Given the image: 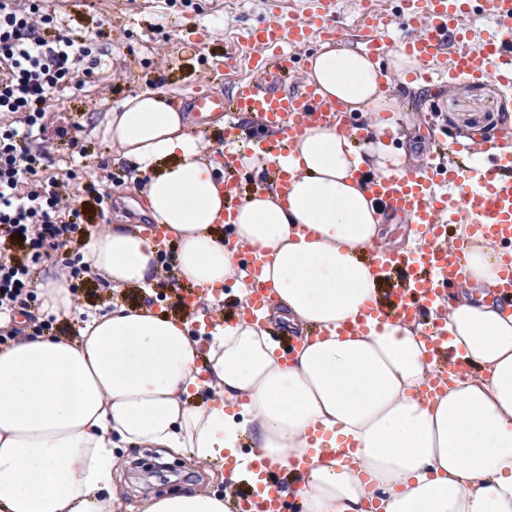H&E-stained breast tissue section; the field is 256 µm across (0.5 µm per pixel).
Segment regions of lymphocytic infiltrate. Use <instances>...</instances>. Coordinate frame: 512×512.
I'll list each match as a JSON object with an SVG mask.
<instances>
[{
  "label": "lymphocytic infiltrate",
  "mask_w": 512,
  "mask_h": 512,
  "mask_svg": "<svg viewBox=\"0 0 512 512\" xmlns=\"http://www.w3.org/2000/svg\"><path fill=\"white\" fill-rule=\"evenodd\" d=\"M53 13L35 0L20 9L0 0V112L15 115L0 125V312H22L36 300L35 267L82 233L81 216L61 222L63 198L40 173L48 147L33 148L47 98L77 77H91L99 61L92 46H75L56 33ZM83 71H76V59ZM27 251L24 260L17 251Z\"/></svg>",
  "instance_id": "lymphocytic-infiltrate-1"
}]
</instances>
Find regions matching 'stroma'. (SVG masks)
Wrapping results in <instances>:
<instances>
[{"mask_svg":"<svg viewBox=\"0 0 512 512\" xmlns=\"http://www.w3.org/2000/svg\"><path fill=\"white\" fill-rule=\"evenodd\" d=\"M45 5L55 10L61 34L76 45H93L100 64L93 78L68 84L45 103L46 140L64 125L86 152L75 158L65 146L52 149L42 176L63 184V204L81 210L85 232L123 219L145 223L134 173L117 161L103 135L105 116L146 90L162 94L184 112L191 111L194 92L231 95L235 83L251 74L247 59L252 50L243 37L247 28L270 19L268 0H46ZM389 87L403 104L400 119L409 130L408 138L394 140L393 146L413 154L421 165L456 144L503 143L505 131L512 130V93L494 82L447 79L425 86L411 75L390 78ZM98 192L111 195L106 208L95 204ZM75 300L77 313L56 321L58 336L75 335L81 311L104 313L117 303L135 306L143 293L104 288L102 277L89 271L78 283ZM120 454L126 464L113 491L123 512H140L148 498L174 490H224L223 481L210 477L214 464L193 461L184 470L160 472L143 465L136 447Z\"/></svg>","mask_w":512,"mask_h":512,"instance_id":"35a3bbf8","label":"stroma"}]
</instances>
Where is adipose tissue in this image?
I'll use <instances>...</instances> for the list:
<instances>
[{"label": "adipose tissue", "instance_id": "1", "mask_svg": "<svg viewBox=\"0 0 512 512\" xmlns=\"http://www.w3.org/2000/svg\"><path fill=\"white\" fill-rule=\"evenodd\" d=\"M417 67L402 52L383 67L324 43L306 83L368 113L372 138L354 147L331 123L305 126L276 154L231 144L243 167L284 170L289 188L257 190L229 212L215 152L186 113L152 91L110 112L106 138L135 169L147 218L176 240L198 316L116 305L88 314L75 337L19 334L0 347V512H120L119 448L217 462L244 438L252 459L287 471L301 512H512V313L494 293L499 243L462 224L448 246L465 242L466 276L433 315L471 370L434 398L423 391L439 368L416 325L340 331L380 296L367 256L387 249L388 227L366 181L410 164L389 143L398 104L383 83ZM248 251L264 253L273 296L251 319L234 258ZM81 263L115 290L150 291L163 273L139 224L90 235ZM229 281L239 285L233 320L212 294ZM195 321L207 337L191 332ZM275 324L299 337L292 355ZM226 501L201 487L142 512H227Z\"/></svg>", "mask_w": 512, "mask_h": 512}]
</instances>
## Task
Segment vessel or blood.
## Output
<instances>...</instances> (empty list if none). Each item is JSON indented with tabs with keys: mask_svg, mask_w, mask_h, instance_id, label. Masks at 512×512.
<instances>
[{
	"mask_svg": "<svg viewBox=\"0 0 512 512\" xmlns=\"http://www.w3.org/2000/svg\"><path fill=\"white\" fill-rule=\"evenodd\" d=\"M469 0H404L399 18L419 32L401 45L420 66L443 64L454 80L483 76L505 86L512 85V0H479V8L498 24L496 38L478 50L450 52L453 36L463 31ZM339 34L336 0H304L301 11H277L271 20L247 30L246 39L262 51L251 59L264 80L238 83L231 99L199 93L192 105L200 114L228 112L261 128L278 130L281 138L294 139L303 122L328 123L342 120L343 105L324 100L315 87L303 85L289 92L274 90L281 77L297 67L298 49L319 39ZM365 47L376 56L392 49L387 21L373 19ZM371 195L387 211L403 215L413 224L429 225L423 247L411 252L375 253L371 262L382 281L399 274L401 283L385 289L383 297L368 306L367 318L379 321L400 317L418 324L431 323L435 338L428 347L430 358L448 361L452 373L468 368L449 346L447 324L430 319L435 301L448 284L462 276L460 254H448L438 242L449 225L468 224L473 232L495 237L502 247L501 283L497 288L504 310H512V156L493 154L491 163H431L427 172H400L371 180ZM256 481L246 492L241 512H283L281 485L272 480L269 463L254 464Z\"/></svg>",
	"mask_w": 512,
	"mask_h": 512,
	"instance_id": "1",
	"label": "vessel or blood"
}]
</instances>
